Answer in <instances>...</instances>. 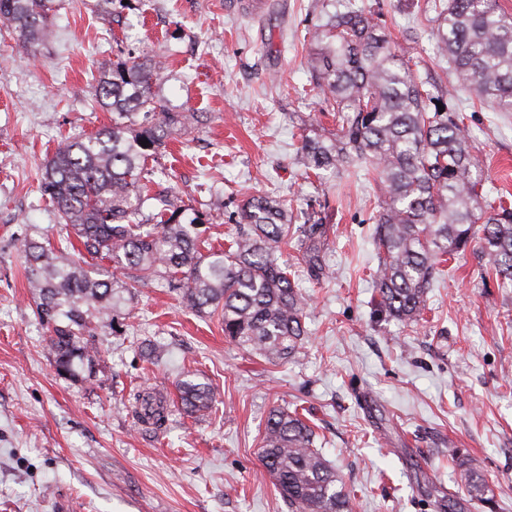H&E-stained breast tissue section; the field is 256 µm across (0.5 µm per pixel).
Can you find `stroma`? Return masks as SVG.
<instances>
[{
  "label": "stroma",
  "mask_w": 512,
  "mask_h": 512,
  "mask_svg": "<svg viewBox=\"0 0 512 512\" xmlns=\"http://www.w3.org/2000/svg\"><path fill=\"white\" fill-rule=\"evenodd\" d=\"M96 2L55 0L33 50L0 32V512H289L258 457L275 407L298 409L322 437L356 512H444L439 492L460 485L452 445L487 479L469 512H512V287L467 254L430 289L422 326L379 318L371 175L320 179L295 162L305 130L336 131L309 86L306 40L334 0H113L108 16ZM362 2L399 54L452 76L432 0ZM121 49L166 67L162 103L188 123L159 159L161 182L176 207L207 213L214 248L255 195L297 200L333 224L323 278L300 281L308 337L288 362L238 348L152 280L122 293L111 325L92 326L80 377L58 375L19 244L68 235L39 172L61 139L111 125L92 94ZM457 100L486 191L512 195V112L465 90ZM187 372L214 387L210 412L179 410ZM144 391L167 402L163 429L138 421Z\"/></svg>",
  "instance_id": "35a3bbf8"
}]
</instances>
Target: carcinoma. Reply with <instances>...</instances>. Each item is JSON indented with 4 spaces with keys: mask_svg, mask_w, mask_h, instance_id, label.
<instances>
[{
    "mask_svg": "<svg viewBox=\"0 0 512 512\" xmlns=\"http://www.w3.org/2000/svg\"><path fill=\"white\" fill-rule=\"evenodd\" d=\"M52 0H0V30L33 48L45 36ZM438 53L480 104L512 112V16L498 0L434 3ZM313 88L335 112L336 133L305 134L296 164L305 172L372 167L379 193L374 241L375 310L405 325L425 320L427 294L442 263L470 251L487 272L512 283V206L484 191V162L458 121L455 92L429 70L418 76L398 55L370 9L353 0L310 32ZM166 79L157 64L130 56L103 68L95 102L112 125L67 140L47 157L39 190L59 223L84 250L74 259L71 238H24L29 287L51 326L49 348L58 374L79 376L91 348L83 338L112 321L114 288L158 278L195 310L224 324V336L267 359L294 356L306 338L307 301L296 269L323 277L330 225L324 217L298 223L294 207L260 195L241 207L224 250L203 237L202 213L176 209L165 190L150 192L149 158L162 154L169 130L187 115L161 104ZM147 140V147L141 142ZM149 212H144V207ZM295 244L297 263L281 264L276 249ZM182 409L206 411L209 384L186 374L178 382ZM139 418L162 428L165 408ZM317 434L298 411L272 409L260 460L291 512H355V496L316 447ZM469 498L482 494L481 468L461 462Z\"/></svg>",
    "mask_w": 512,
    "mask_h": 512,
    "instance_id": "obj_1",
    "label": "carcinoma"
}]
</instances>
